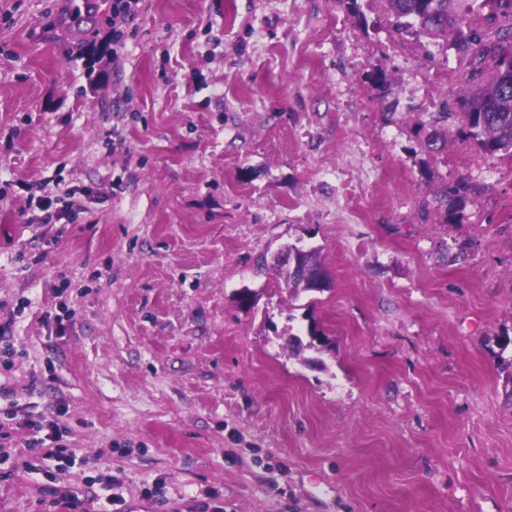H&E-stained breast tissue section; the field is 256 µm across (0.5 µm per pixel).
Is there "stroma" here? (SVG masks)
Segmentation results:
<instances>
[{
    "instance_id": "stroma-1",
    "label": "stroma",
    "mask_w": 512,
    "mask_h": 512,
    "mask_svg": "<svg viewBox=\"0 0 512 512\" xmlns=\"http://www.w3.org/2000/svg\"><path fill=\"white\" fill-rule=\"evenodd\" d=\"M358 6L141 0L116 55L112 0H0V385L65 408L89 512H512V155L422 152L469 60ZM460 176L463 219L423 220ZM39 182L80 209L31 223ZM286 244L329 291L259 268ZM312 321L320 368L284 346ZM23 443L0 512H54ZM288 250L287 253L277 251L273 254L274 258L288 273V279L277 273L275 267L269 263L266 255L258 260V264L262 267L271 266L278 276L279 285L283 284V288L288 290L290 294L298 296L301 293L324 292L331 287V277L323 263L321 262L315 250H306L296 244H288L282 247ZM294 253L297 258V268L294 272L288 271V255ZM282 287V286H281Z\"/></svg>"
}]
</instances>
